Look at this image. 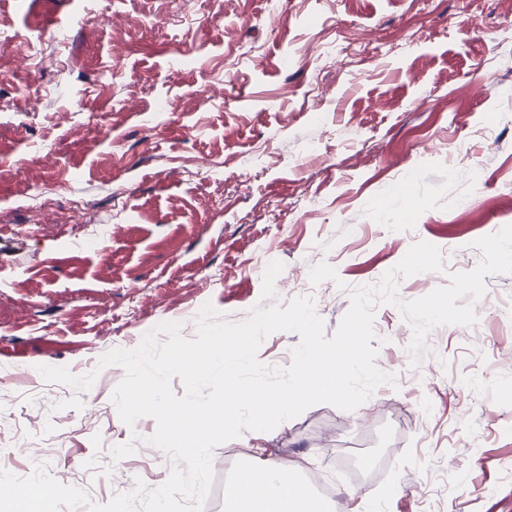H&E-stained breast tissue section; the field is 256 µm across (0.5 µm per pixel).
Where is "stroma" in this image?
<instances>
[{"label":"stroma","instance_id":"obj_1","mask_svg":"<svg viewBox=\"0 0 512 512\" xmlns=\"http://www.w3.org/2000/svg\"><path fill=\"white\" fill-rule=\"evenodd\" d=\"M79 23L40 36L43 17ZM88 16L99 17L95 28ZM55 57L42 69L37 57ZM512 225V0H0V455L50 444L63 485L107 503L162 485L157 424L125 425V371L100 366L164 322L197 333L212 304L245 321L271 262L275 301L313 297L333 336L353 290L419 241L445 268L397 280L404 300L481 261ZM475 325H443L412 364L411 326L378 305L376 365L394 384L358 408L321 403L213 452L224 480L269 458L334 512H512V273L486 276ZM96 373L79 392L39 369Z\"/></svg>","mask_w":512,"mask_h":512}]
</instances>
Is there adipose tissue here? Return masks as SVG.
I'll list each match as a JSON object with an SVG mask.
<instances>
[{
	"label": "adipose tissue",
	"instance_id": "ef3b65f1",
	"mask_svg": "<svg viewBox=\"0 0 512 512\" xmlns=\"http://www.w3.org/2000/svg\"><path fill=\"white\" fill-rule=\"evenodd\" d=\"M248 494L257 512H329L323 498L307 494L288 468L258 463L242 468L224 488L230 512H239L241 494Z\"/></svg>",
	"mask_w": 512,
	"mask_h": 512
}]
</instances>
